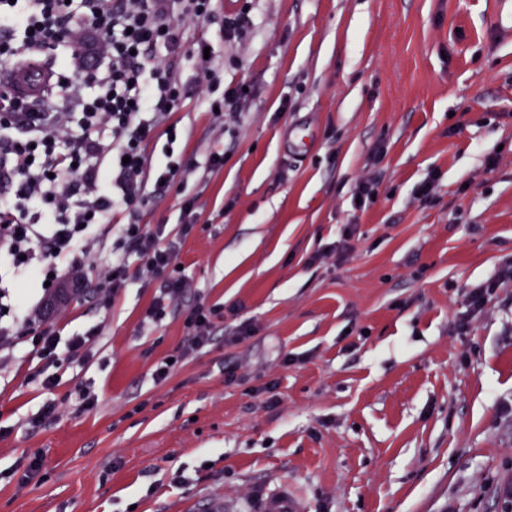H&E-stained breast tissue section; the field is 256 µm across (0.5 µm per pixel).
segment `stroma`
I'll use <instances>...</instances> for the list:
<instances>
[{
    "label": "stroma",
    "mask_w": 512,
    "mask_h": 512,
    "mask_svg": "<svg viewBox=\"0 0 512 512\" xmlns=\"http://www.w3.org/2000/svg\"><path fill=\"white\" fill-rule=\"evenodd\" d=\"M244 7L254 26L225 46L219 17ZM494 10L217 0L191 33L252 96L220 132L193 61L175 58L182 158L220 144L224 168L205 188L186 173L140 221L175 229L183 194L202 192L177 261L224 320L155 384L185 335L173 316L145 323L157 284L140 276L110 307L59 305L57 363L23 344L0 355V471L41 460L0 481V512H258L283 487L303 512H512V281L458 328L470 290L512 260V36ZM369 169L378 196L358 209ZM243 322L253 337L231 343ZM272 380L269 406L254 390ZM85 385L98 404L78 413ZM49 401L58 415L31 430Z\"/></svg>",
    "instance_id": "35a3bbf8"
}]
</instances>
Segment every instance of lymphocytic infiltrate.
<instances>
[{
  "label": "lymphocytic infiltrate",
  "instance_id": "1",
  "mask_svg": "<svg viewBox=\"0 0 512 512\" xmlns=\"http://www.w3.org/2000/svg\"><path fill=\"white\" fill-rule=\"evenodd\" d=\"M214 10V0H0V65L64 50L58 94L35 105L0 96V253L13 259L18 292L55 287L91 264L85 233L98 227L112 241L93 289L98 304L116 298L134 272L158 281L148 319L173 312L182 320L186 342L157 365L159 384L210 343L224 317L176 261L180 239L200 220L198 196L181 199L174 235L141 224L139 214L182 174L172 116L185 94L157 47L194 58L216 123L238 118L248 99L242 85L223 86L206 40L185 36ZM161 134L169 144L158 162L148 147Z\"/></svg>",
  "mask_w": 512,
  "mask_h": 512
}]
</instances>
